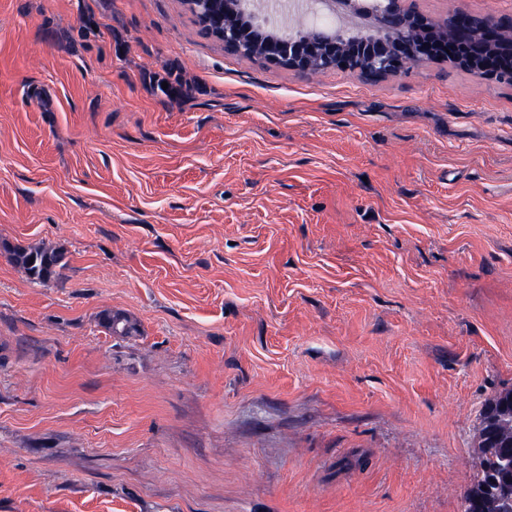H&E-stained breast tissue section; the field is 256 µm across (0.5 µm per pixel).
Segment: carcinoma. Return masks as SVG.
Wrapping results in <instances>:
<instances>
[{"label":"carcinoma","instance_id":"obj_1","mask_svg":"<svg viewBox=\"0 0 512 512\" xmlns=\"http://www.w3.org/2000/svg\"><path fill=\"white\" fill-rule=\"evenodd\" d=\"M191 12L204 30L218 40H224V22H229L243 45L240 55L261 58L269 48L279 43V34L260 26L254 32L246 30L245 19L236 15L238 5L226 0H186ZM469 52L475 58L494 57L507 74L512 63L499 53V45L479 37L472 40ZM12 260L22 266L36 282L42 283L56 274L62 257L54 252L16 249ZM478 448L481 449V474L476 483L463 495L471 502L472 512H512V389L491 396L481 411L478 429Z\"/></svg>","mask_w":512,"mask_h":512}]
</instances>
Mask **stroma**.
Wrapping results in <instances>:
<instances>
[{
	"instance_id": "35a3bbf8",
	"label": "stroma",
	"mask_w": 512,
	"mask_h": 512,
	"mask_svg": "<svg viewBox=\"0 0 512 512\" xmlns=\"http://www.w3.org/2000/svg\"><path fill=\"white\" fill-rule=\"evenodd\" d=\"M510 388L512 84L0 0V512H461ZM11 258L27 271L32 280L39 283L50 280L62 260L57 253L32 249H16ZM30 259H33V263H30Z\"/></svg>"
}]
</instances>
